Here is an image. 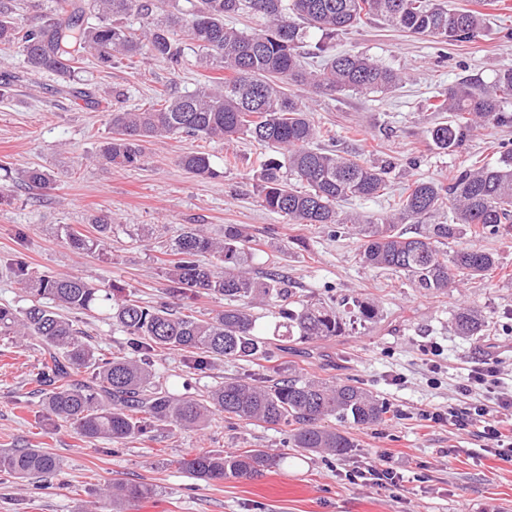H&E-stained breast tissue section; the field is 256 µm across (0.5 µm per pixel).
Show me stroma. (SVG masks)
Masks as SVG:
<instances>
[{
    "instance_id": "obj_1",
    "label": "stroma",
    "mask_w": 512,
    "mask_h": 512,
    "mask_svg": "<svg viewBox=\"0 0 512 512\" xmlns=\"http://www.w3.org/2000/svg\"><path fill=\"white\" fill-rule=\"evenodd\" d=\"M441 2L451 9H480L485 23L477 36L446 44L367 20L338 36L335 52L363 53L404 73L403 84L387 93L302 92L307 111L326 132L321 146L391 164L396 194L418 179L446 180L470 157L492 162L512 150L511 126L480 127L452 152L432 143L430 130L441 115L429 102L465 76L488 84L512 68V0ZM223 74L222 68L200 66L189 49L177 72L158 60L109 68L88 60L86 97L60 94L62 79L48 72L15 85L0 98V161L10 165L0 170V183L13 189L11 200L0 203V260L19 253L35 273L80 276L106 288L116 284L156 303L168 298L167 245L185 225H205L213 235L225 225H241L254 240L253 268L282 272L294 300L339 304L358 296L375 303L378 319L282 352L275 318L261 309L257 329L275 348L274 363L218 361L199 371L184 354L159 350L152 364L163 388L199 397L224 380L275 366L283 377L358 382L388 405L385 422L351 428L356 447L347 457L311 455L291 447L284 428L221 415L199 430L160 424L122 446L91 443L66 428L35 427L41 395L30 377L42 359L40 344L0 336V450L41 448L62 463L39 490L0 476V512H94L100 490L115 479L154 489L125 512H512V461L487 452L481 423L461 429L424 418L428 411L467 404L460 386L477 363L493 361L501 387L512 386V236L480 239V246L500 258L491 277L425 296L403 275L363 265L348 231L293 224L267 210L254 181L261 149L249 140L170 138L152 144L135 168L94 162L110 135L112 109L144 107L155 92L180 95ZM191 150L209 154L216 178L192 176L178 165V157ZM232 154L237 162L230 167L224 159ZM31 167L54 175V188L28 189L22 174ZM102 215L111 218L112 235L100 250L82 254L66 245V231L93 235L91 221ZM464 305L481 308L490 320L481 340L450 330L453 312ZM76 320L98 352L126 353L125 333L106 315L80 314ZM431 342L443 348L436 372L422 353ZM200 448L228 454L267 448L284 460L256 480L207 483L188 478L177 466ZM382 462L401 472L402 481L381 487L350 480L352 471Z\"/></svg>"
}]
</instances>
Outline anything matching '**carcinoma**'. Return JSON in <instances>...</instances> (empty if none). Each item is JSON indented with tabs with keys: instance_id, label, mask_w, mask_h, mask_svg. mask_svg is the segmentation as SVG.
<instances>
[{
	"instance_id": "cac0c4a2",
	"label": "carcinoma",
	"mask_w": 512,
	"mask_h": 512,
	"mask_svg": "<svg viewBox=\"0 0 512 512\" xmlns=\"http://www.w3.org/2000/svg\"><path fill=\"white\" fill-rule=\"evenodd\" d=\"M54 0L36 23L18 18V0H0V49L23 56L27 71L57 74L73 93L84 96L76 64L88 57L110 67L139 56L162 60L174 71L184 64V47L177 32L186 34L202 64H218L224 79L199 85L178 96L159 94L148 108L111 113V136L99 153L105 163L128 168L146 158L147 145L173 136L233 140L246 136L269 150L260 162L256 189L265 208L288 216L295 224H346L360 241L362 261L371 267L402 273L421 294H442L456 278H481L499 267L498 255L475 241L512 225V151L493 164L473 162L448 177V182L418 179L398 196L390 213L370 219L360 213L339 214L338 203L386 195L385 170L367 165L355 155L314 146L320 131L300 100L285 85L318 92H387L403 82L401 74L363 54L332 52L336 36L363 19L376 18L411 35L445 43L475 37L482 14L472 9L450 10L429 0ZM163 16L139 29L123 18ZM248 9L264 20V29L248 34L224 23V18ZM320 33L319 38L311 32ZM321 58L322 69L308 71L306 60ZM512 68L500 71L493 83L463 79L429 108L450 113V121L431 131L434 145L453 151L479 125L508 126L512 113ZM185 171L202 178L216 172L208 154L186 152L178 158ZM33 189H50L54 178L40 168L24 173ZM302 183L305 189L295 187ZM452 202V223L426 224L413 236L405 224H420ZM97 236L66 235V243L94 252L112 234V224L96 217ZM468 234L473 243L451 253L448 240ZM252 239L238 224L224 225V236L209 235L192 224L169 246L174 256L167 272L173 298L198 293L224 298V309L213 317L174 310L167 303L150 305L121 290L100 288L81 277L32 275L23 257L15 255L4 267L17 278L28 297L25 307L0 305V335L19 341L39 340L46 358L33 382L46 388L42 413L72 428L89 441L124 444L142 437L157 422L197 429L215 413L250 424L283 426L295 448L345 457L355 443L348 432L320 424L333 418L339 425L381 422L387 406L354 381L331 383L296 375L271 378L250 374L215 386L202 398L175 397L159 388L151 363L162 349L186 354L195 369L211 361L253 362L270 357L267 341L256 327L252 309L274 308V331L288 343L310 342L342 335L349 322L326 302L291 305L288 278L275 270L253 269ZM210 255L213 262L201 260ZM349 314L372 324L377 308L365 298L345 301ZM109 311L112 323L129 336V352L106 358L84 342L86 332L62 311ZM487 324L482 311L463 307L452 317L459 336H480ZM88 372L84 376L81 371ZM281 457L265 448L226 455L201 449L179 461L191 478L221 481L255 479L280 465ZM61 470V462L42 448L0 452V473L24 481ZM152 493L149 486L118 480L105 491L118 507Z\"/></svg>"
}]
</instances>
